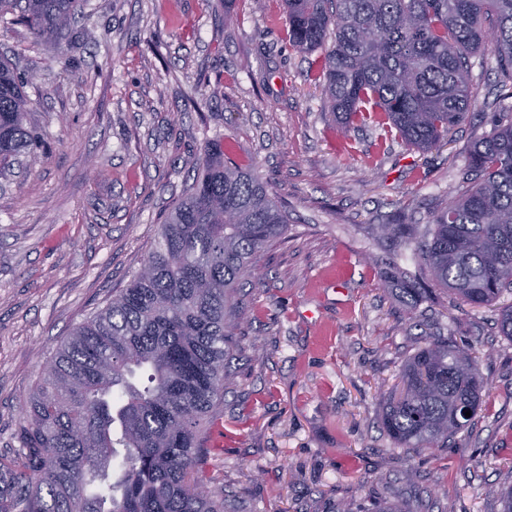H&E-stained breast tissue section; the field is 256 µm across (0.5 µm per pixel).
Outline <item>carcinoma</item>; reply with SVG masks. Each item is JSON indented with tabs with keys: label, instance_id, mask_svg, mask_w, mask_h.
<instances>
[{
	"label": "carcinoma",
	"instance_id": "cac0c4a2",
	"mask_svg": "<svg viewBox=\"0 0 512 512\" xmlns=\"http://www.w3.org/2000/svg\"><path fill=\"white\" fill-rule=\"evenodd\" d=\"M288 45L317 63L329 111L429 149L468 116L469 56H495L512 83V0H283ZM78 0H0L41 39L68 29ZM24 80L0 57V173L36 150ZM473 185L418 247L432 281L465 304L512 291V106L470 155ZM288 217L217 142L169 212L128 287L76 326L24 404L20 448L0 458V512H224L201 475L206 426L224 400L237 285L258 277ZM396 251L417 243L404 215L375 225ZM382 284L413 308L427 290L388 266ZM382 424L399 448L442 446L481 411L471 348L435 337L403 369ZM470 416H465V412Z\"/></svg>",
	"mask_w": 512,
	"mask_h": 512
}]
</instances>
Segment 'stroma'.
I'll list each match as a JSON object with an SVG mask.
<instances>
[{
    "label": "stroma",
    "mask_w": 512,
    "mask_h": 512,
    "mask_svg": "<svg viewBox=\"0 0 512 512\" xmlns=\"http://www.w3.org/2000/svg\"><path fill=\"white\" fill-rule=\"evenodd\" d=\"M238 18L224 23L225 12ZM0 54L30 76L38 147L0 175V455L18 448L20 407L71 329L125 288L192 183L205 145L267 184L288 214L243 319L204 478L225 512H500L512 484V340L502 307L441 286L415 314L377 278L419 274L369 228L396 213L430 224L463 187L473 145L500 110L496 60L470 58L468 120L427 151L342 126L327 112L315 54L291 50L282 0H81L57 45L15 13ZM370 165L341 160L342 144ZM474 346L485 408L445 448L393 445L383 402L431 338Z\"/></svg>",
    "instance_id": "1"
}]
</instances>
